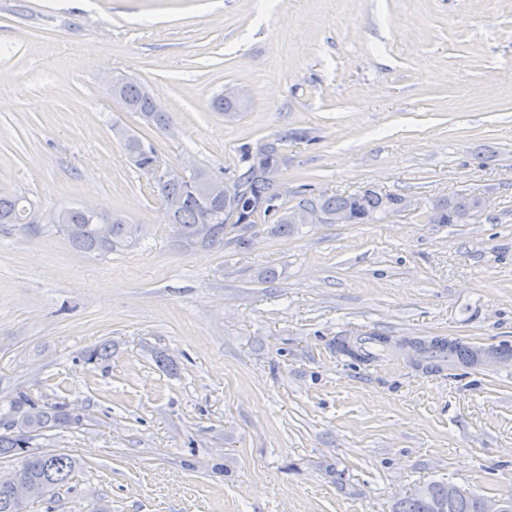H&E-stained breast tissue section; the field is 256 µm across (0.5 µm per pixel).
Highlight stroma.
Segmentation results:
<instances>
[{
	"label": "stroma",
	"mask_w": 512,
	"mask_h": 512,
	"mask_svg": "<svg viewBox=\"0 0 512 512\" xmlns=\"http://www.w3.org/2000/svg\"><path fill=\"white\" fill-rule=\"evenodd\" d=\"M116 71L174 133L113 100ZM229 93L241 110L216 111ZM117 126L225 180L243 145L281 140L290 206L405 205L186 248ZM12 193L94 197L146 229L97 256L55 224H0V403L80 418L33 437L79 467L26 512H393L431 481L512 494V0H0ZM459 194L485 209L429 223ZM373 335L393 345L376 362L337 347ZM435 337L511 354L428 372L410 346Z\"/></svg>",
	"instance_id": "35a3bbf8"
}]
</instances>
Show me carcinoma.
Returning <instances> with one entry per match:
<instances>
[{
    "label": "carcinoma",
    "instance_id": "obj_1",
    "mask_svg": "<svg viewBox=\"0 0 512 512\" xmlns=\"http://www.w3.org/2000/svg\"><path fill=\"white\" fill-rule=\"evenodd\" d=\"M112 91L126 104L127 111L142 115L160 131L172 126V118L165 112L146 88L136 79L119 73L112 75ZM126 154L137 158L136 166L147 165L157 155L155 147L145 144L132 133H120ZM287 158L278 143L263 145L257 152L243 150L241 162L245 170L232 184L226 196L211 198L205 195L203 185L213 180L211 174L200 168L188 178L173 177L158 185V197L167 214L168 223L175 225L176 235L184 245L215 246L224 243V236L231 229L246 230L255 226L263 217L273 220L280 234L290 232L299 224L297 215H314L318 212L334 215L338 212L354 215V223L378 221L402 202L395 195L382 197L371 191L341 197H321L306 200L288 208L280 202L274 183L267 179L268 168H279ZM482 199L460 195L435 205L429 215L432 224H458L481 210ZM38 204L24 195H0V224H19L31 228L35 224ZM60 226L71 244L82 251L107 254L119 246L139 240L143 231L140 224L131 223L121 213L112 214L107 234L100 232V225L91 223V215L81 208H63ZM416 352L426 354L434 361L445 358L461 362L475 361L479 353L450 348L444 338H435L416 347ZM0 411L9 427L0 433V456L21 455L24 464L15 478L34 489L33 497L40 498L57 486L66 483L77 468V461L66 453L31 452L30 439L48 428H68L79 425V420L62 407L39 406L29 397L21 395L0 405ZM21 419L23 429L10 424ZM479 496L464 490L448 497V486L428 483L400 501L397 512H478Z\"/></svg>",
    "mask_w": 512,
    "mask_h": 512
}]
</instances>
